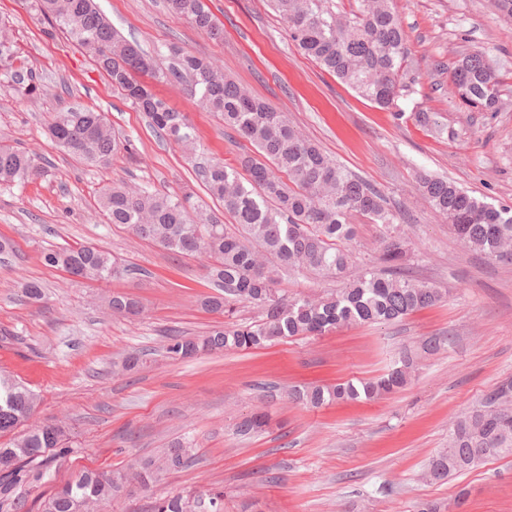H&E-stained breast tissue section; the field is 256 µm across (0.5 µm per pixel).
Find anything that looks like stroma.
<instances>
[{"mask_svg":"<svg viewBox=\"0 0 512 512\" xmlns=\"http://www.w3.org/2000/svg\"><path fill=\"white\" fill-rule=\"evenodd\" d=\"M97 3L118 31L148 50L164 55L175 45L217 63L380 190L411 240L404 271L448 296L389 325L171 360L168 330L198 336L224 323L200 305L210 292L202 264L105 223L97 190L121 181L171 192L186 186L210 208L220 204L192 162L155 136L89 53L44 22L30 0H0V19L43 87L31 99L0 90V139L50 163L48 177L24 190L0 189V239L14 247L0 263V372L37 394L38 419L68 427L71 448L48 461L44 480L19 488L23 512H38L41 497L79 471L122 469L176 441L191 443L193 465L112 500L105 512H149L155 498L209 489L223 490L224 512H418L426 501L453 502L463 488L470 492L465 512H512V456L445 483L424 477L456 419L512 378V264L465 250L415 189L417 174L427 172L512 206V21L496 18L494 0H397L408 73L391 112L302 55L268 0H208L224 26L216 40L174 19L164 0ZM475 51L486 52L502 75V111H479L450 92L454 64ZM153 89L193 122L199 156L231 164L247 149L182 85ZM69 105L104 112L133 140L139 160L120 156L96 168L52 145L46 121ZM76 244L99 246L136 271L90 283L44 264V251ZM33 279L44 290L37 302L22 292ZM115 292L138 298L143 315H113L106 299ZM443 336L452 346L423 352L426 339ZM405 350L417 370L383 399L312 409L286 395L295 385L371 378ZM129 353L142 356L137 371L113 374V362ZM259 407L271 412V428L240 435L239 423Z\"/></svg>","mask_w":512,"mask_h":512,"instance_id":"35a3bbf8","label":"stroma"}]
</instances>
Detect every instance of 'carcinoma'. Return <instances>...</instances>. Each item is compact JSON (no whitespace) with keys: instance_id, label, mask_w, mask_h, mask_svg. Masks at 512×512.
I'll use <instances>...</instances> for the list:
<instances>
[{"instance_id":"carcinoma-1","label":"carcinoma","mask_w":512,"mask_h":512,"mask_svg":"<svg viewBox=\"0 0 512 512\" xmlns=\"http://www.w3.org/2000/svg\"><path fill=\"white\" fill-rule=\"evenodd\" d=\"M284 19L292 42L308 58L354 88L371 103L388 108L403 90L402 67L407 34L394 0H355L345 14L332 10L329 0H269ZM174 17L212 39L223 37L205 0H167ZM31 8L64 31L78 46L89 47L97 66L123 92L134 108L145 113L158 137L188 155L197 151L195 128L187 117L170 108L137 77L181 83L199 97L201 107L215 112L224 128L235 131L253 147L241 153L238 166L213 160L197 167L209 193L232 218L226 224L183 190L167 193L150 185L112 183L100 188V211L108 224L123 226L139 239L155 243L174 255L200 260L215 293L202 306L223 315L229 323L204 335L170 334L165 351L173 360L226 351L262 349L295 337L322 336L338 328L386 324L445 299L442 291L398 272L409 244L395 227L397 215L383 196L350 174L319 146L303 138L286 116L227 78L211 62L168 47L167 64L159 66L134 38L122 36L99 10L95 0H32ZM455 95L482 112H497L502 104L498 70L481 52L464 56L452 70ZM0 86L13 95L40 94L28 62L13 44L0 41ZM51 142L74 157L107 167L118 154L133 157L136 148L121 137L104 113L70 107L50 116ZM48 169L40 156L0 144V187L24 188ZM418 190L448 222L461 245L501 263L512 245V206L486 202L444 177L421 173ZM358 214L386 229L379 249L382 267L353 270L348 242L355 237L351 216ZM43 261L61 267L86 282L116 279L130 272L107 251L94 246L63 247L43 253ZM306 269L336 279L348 277L345 287L326 295L279 296L276 275ZM112 313L132 317L142 312L139 300L114 293L107 300ZM256 307L258 318L237 323L238 305ZM415 362L404 354L382 376L354 383L304 386L288 396L318 408L338 402L378 399L404 388ZM38 397L24 383L0 374V433L21 429L0 444V512H19L24 502L18 489L46 475L45 454L67 452L65 434L52 435L30 422ZM488 394L464 412L448 435V447L429 462V479L443 483L478 468L490 458L512 456V410L498 417ZM270 417L257 413L239 425V432L263 430ZM189 446L177 443L140 468L106 472L86 470L54 489L40 502V512H101V506L120 498L136 480L144 487L164 472L189 466ZM207 505H201L203 499ZM175 494L155 500L151 512H224V492L207 497Z\"/></svg>"}]
</instances>
